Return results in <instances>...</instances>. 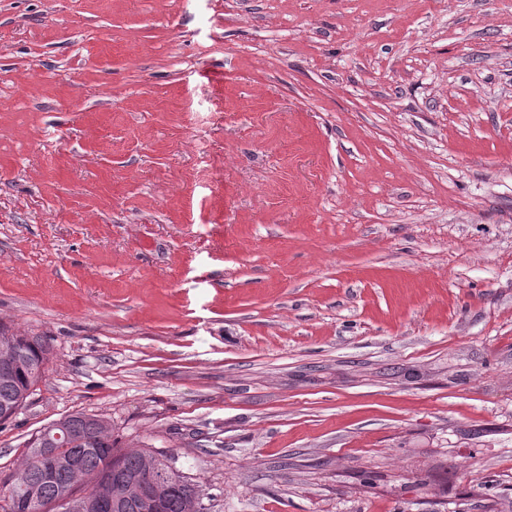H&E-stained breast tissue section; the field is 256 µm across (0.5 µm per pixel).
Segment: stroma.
<instances>
[{
  "label": "stroma",
  "mask_w": 512,
  "mask_h": 512,
  "mask_svg": "<svg viewBox=\"0 0 512 512\" xmlns=\"http://www.w3.org/2000/svg\"><path fill=\"white\" fill-rule=\"evenodd\" d=\"M0 473L83 412L209 512H512V0H0ZM4 342L11 344L23 363L11 371L0 367V411L42 382L53 354V348L44 336L0 323V347ZM0 363L5 369H11L18 364V357L5 345L1 347Z\"/></svg>",
  "instance_id": "35a3bbf8"
}]
</instances>
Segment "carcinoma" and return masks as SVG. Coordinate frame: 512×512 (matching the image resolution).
Here are the masks:
<instances>
[{
    "mask_svg": "<svg viewBox=\"0 0 512 512\" xmlns=\"http://www.w3.org/2000/svg\"><path fill=\"white\" fill-rule=\"evenodd\" d=\"M5 342L20 355L23 363L11 371L0 368V411L42 382L53 354L47 338L0 323V345ZM46 444L61 449L64 457H78L79 467L63 468L53 477H47L35 453V449ZM116 475H146L155 479L163 488L162 512H208L198 484L175 467L172 457L144 448L118 447L112 439V425L83 412L45 426L28 442L24 457L0 484V512H5L1 502H14L31 488L52 504L65 486L78 494L95 495L105 486L106 479ZM119 495L123 503L116 512H148L137 495L125 490L119 491Z\"/></svg>",
    "mask_w": 512,
    "mask_h": 512,
    "instance_id": "carcinoma-1",
    "label": "carcinoma"
}]
</instances>
